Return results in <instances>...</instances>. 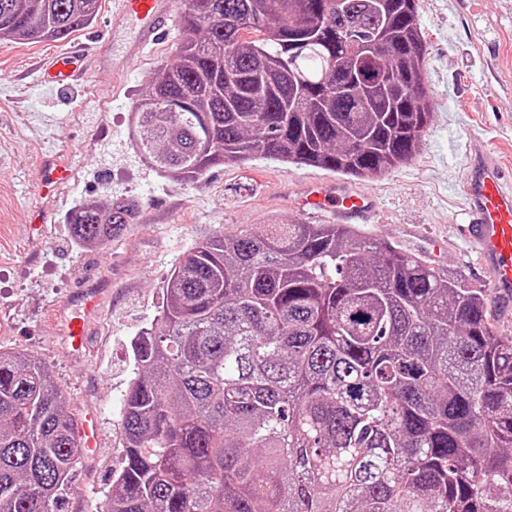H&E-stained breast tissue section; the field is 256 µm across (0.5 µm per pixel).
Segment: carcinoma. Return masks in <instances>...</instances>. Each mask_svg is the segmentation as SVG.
<instances>
[{"instance_id": "carcinoma-1", "label": "carcinoma", "mask_w": 512, "mask_h": 512, "mask_svg": "<svg viewBox=\"0 0 512 512\" xmlns=\"http://www.w3.org/2000/svg\"><path fill=\"white\" fill-rule=\"evenodd\" d=\"M418 0H184L175 62L132 106L181 181L252 154L371 178L430 119ZM100 0H0V38L62 41ZM383 35L388 49L364 54ZM141 212L67 216L104 246ZM101 512H512V336L486 289L348 224L196 243L130 342ZM81 453L49 368L0 350V512H64Z\"/></svg>"}]
</instances>
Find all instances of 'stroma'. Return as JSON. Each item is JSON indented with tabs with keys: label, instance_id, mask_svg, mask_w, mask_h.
Instances as JSON below:
<instances>
[{
	"label": "stroma",
	"instance_id": "1",
	"mask_svg": "<svg viewBox=\"0 0 512 512\" xmlns=\"http://www.w3.org/2000/svg\"><path fill=\"white\" fill-rule=\"evenodd\" d=\"M418 22L431 104L421 150L366 179L259 154L211 167L189 184L151 169L136 149L131 106L173 62L182 32L172 27L164 43L125 62L136 24H113L109 0L73 35L90 73L71 90L39 81L42 61L67 42L0 40V348L46 363L73 417L91 410L99 423L96 451L76 464L67 512H99L110 493L121 461L119 410L133 370L130 340L156 315L170 268L214 231L332 223L331 214L301 206L311 184H331L375 198L360 226L364 236L487 287L461 229L466 215L456 185L471 155L498 150L512 160V0H419ZM54 154L68 159L73 177L49 201L41 195L42 165ZM118 196L138 201L141 222L106 246H76L67 214L81 202ZM40 209L47 222L38 234ZM84 288L104 289L106 301L79 354L61 321L77 311Z\"/></svg>",
	"mask_w": 512,
	"mask_h": 512
}]
</instances>
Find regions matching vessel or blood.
Returning a JSON list of instances; mask_svg holds the SVG:
<instances>
[{
	"label": "vessel or blood",
	"instance_id": "1",
	"mask_svg": "<svg viewBox=\"0 0 512 512\" xmlns=\"http://www.w3.org/2000/svg\"><path fill=\"white\" fill-rule=\"evenodd\" d=\"M138 23L131 53L140 54L156 44L171 19L169 0H112V20ZM87 70L82 65L79 48L54 57L45 64L40 80L47 87L66 90L82 79ZM71 177L66 164L56 158L44 163L42 190L53 195ZM462 189L467 216L462 229L476 246L482 267L492 278V287L502 304H512V182L503 180L501 165L490 153L472 156L464 171ZM307 206L332 210L337 218H366L375 201L367 194H351L331 189L328 185L313 187L305 200ZM99 290L90 289L82 296L83 308L63 321V333L73 350L85 345L87 327L101 303ZM78 436L84 452H92L98 444L95 413H85L79 423Z\"/></svg>",
	"mask_w": 512,
	"mask_h": 512
}]
</instances>
